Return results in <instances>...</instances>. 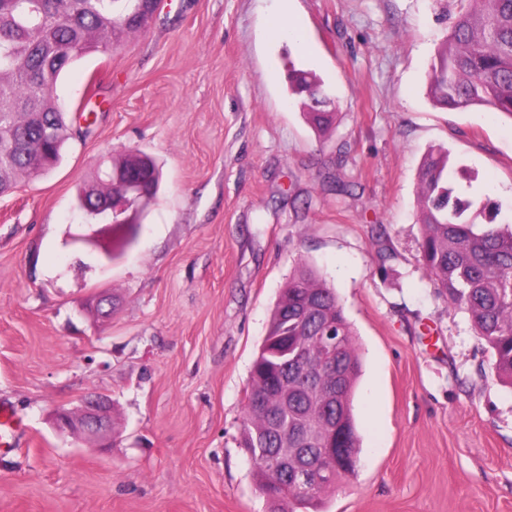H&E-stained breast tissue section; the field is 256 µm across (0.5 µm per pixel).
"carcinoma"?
<instances>
[{
	"mask_svg": "<svg viewBox=\"0 0 512 512\" xmlns=\"http://www.w3.org/2000/svg\"><path fill=\"white\" fill-rule=\"evenodd\" d=\"M448 32L430 64L427 95L444 110L483 108L512 118V0H459ZM157 0H0V196L48 172L72 139L57 86L84 56L110 53L126 33L140 30ZM290 90L305 96L308 122L328 131L336 113L311 72L290 67ZM448 151L432 150L418 174L419 254L438 293L466 310L493 354L492 371L512 382V231L496 228L500 209L483 228L465 217L473 201L448 188ZM114 181L95 173L78 191L82 201L119 188L115 177L150 178L160 172L129 153L106 163ZM325 362L336 373L319 372ZM360 359L335 288L305 265L289 278L272 315L246 391L240 447L256 468L258 490L284 504L320 512L321 496L355 471L322 459L348 435L358 456L361 440L352 412ZM325 469L309 492L293 473L295 461Z\"/></svg>",
	"mask_w": 512,
	"mask_h": 512,
	"instance_id": "1",
	"label": "carcinoma"
}]
</instances>
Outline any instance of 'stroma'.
Segmentation results:
<instances>
[{
	"mask_svg": "<svg viewBox=\"0 0 512 512\" xmlns=\"http://www.w3.org/2000/svg\"><path fill=\"white\" fill-rule=\"evenodd\" d=\"M456 10L159 0L139 33L62 75L66 111L95 107L91 132L0 198V404L25 425L0 454V512H268L238 445L243 405L303 263L335 288L362 362L359 459L324 512H512V387L418 251L433 148L456 192L512 221V119L426 95ZM285 12L299 38L272 30ZM292 66L322 78L328 133L289 94ZM132 151L161 168L158 197L132 229L91 218L79 187ZM90 394L112 403L103 439L56 424Z\"/></svg>",
	"mask_w": 512,
	"mask_h": 512,
	"instance_id": "obj_1",
	"label": "stroma"
}]
</instances>
